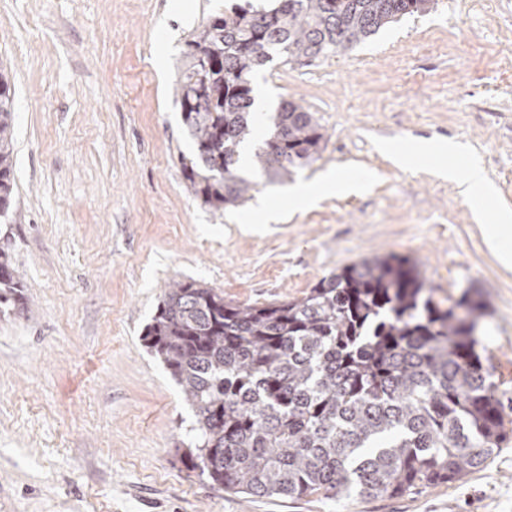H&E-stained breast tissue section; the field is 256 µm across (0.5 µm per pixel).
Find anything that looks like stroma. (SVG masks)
<instances>
[{
	"mask_svg": "<svg viewBox=\"0 0 512 512\" xmlns=\"http://www.w3.org/2000/svg\"><path fill=\"white\" fill-rule=\"evenodd\" d=\"M169 2L0 0L17 183L0 248L27 298L0 319V512H512V270L455 182L378 148L459 141L512 209V0H436L313 64L258 70L257 111L295 101L323 127L296 181L340 170L367 187L254 231L250 207L217 211L187 190L193 146L173 91L192 33L246 0H188L182 16ZM389 254L416 263L437 298L474 288L489 305L479 339L507 435L486 467L337 501L233 495L188 470L194 413L141 341L166 284L260 305Z\"/></svg>",
	"mask_w": 512,
	"mask_h": 512,
	"instance_id": "1",
	"label": "stroma"
}]
</instances>
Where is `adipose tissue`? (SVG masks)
Returning a JSON list of instances; mask_svg holds the SVG:
<instances>
[{
  "instance_id": "adipose-tissue-1",
  "label": "adipose tissue",
  "mask_w": 512,
  "mask_h": 512,
  "mask_svg": "<svg viewBox=\"0 0 512 512\" xmlns=\"http://www.w3.org/2000/svg\"><path fill=\"white\" fill-rule=\"evenodd\" d=\"M399 168H408L414 161L429 165L439 177L457 183L461 195L470 203L480 223L483 237L496 260L512 270V210L495 205L494 191L478 163L463 156V146L453 140H427L409 149L391 143L381 144ZM363 186L361 179L329 171L313 182H300L287 194L288 207L302 210L313 207L325 194H351Z\"/></svg>"
}]
</instances>
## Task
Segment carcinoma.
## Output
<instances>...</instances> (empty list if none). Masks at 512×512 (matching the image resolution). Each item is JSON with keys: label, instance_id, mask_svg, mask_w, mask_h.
<instances>
[{"label": "carcinoma", "instance_id": "obj_1", "mask_svg": "<svg viewBox=\"0 0 512 512\" xmlns=\"http://www.w3.org/2000/svg\"><path fill=\"white\" fill-rule=\"evenodd\" d=\"M434 0H272L211 18L187 41L174 90L194 144L190 193L237 207L257 183L238 174L253 133L250 74L276 58L335 54ZM313 114L281 103L251 166L288 180L318 158ZM12 86L0 72V215L15 196ZM406 257L364 258L302 298L239 304L173 280L142 341L195 411L184 461L231 494L259 498L404 494L487 464L504 438L488 358L477 350L487 304L448 306ZM26 307L0 249V314Z\"/></svg>", "mask_w": 512, "mask_h": 512}]
</instances>
